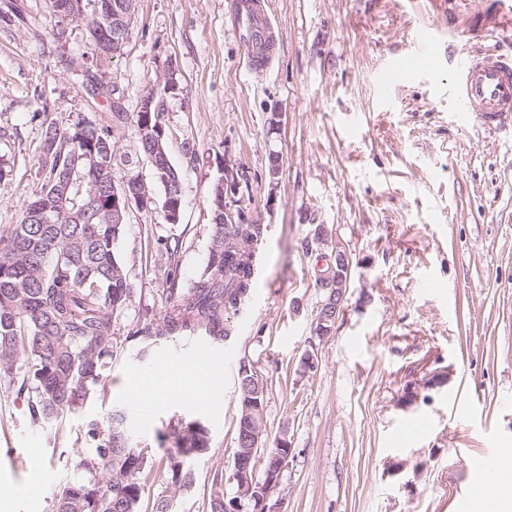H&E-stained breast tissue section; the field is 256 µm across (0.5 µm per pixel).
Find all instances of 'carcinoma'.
<instances>
[{
	"label": "carcinoma",
	"instance_id": "cac0c4a2",
	"mask_svg": "<svg viewBox=\"0 0 512 512\" xmlns=\"http://www.w3.org/2000/svg\"><path fill=\"white\" fill-rule=\"evenodd\" d=\"M92 139L115 143L109 129L88 120L70 129L47 123L43 151L52 163L40 192L24 206L20 222L0 233V378L33 394L35 423L79 409L102 383L105 359L112 354V321L128 307L130 288L112 225L90 223V201L79 186L66 194L68 214L59 222L43 224L33 209L50 202L76 152ZM263 233V225L242 208L237 223L212 224L208 262L187 286L178 274L180 239L157 238L156 246L172 260L167 272L172 306L136 336L151 343L199 329L214 339L230 336L251 288ZM315 285L323 288L326 301L347 288V280L317 275ZM169 437L175 450L167 456V472L173 487L182 489L191 472L181 469L180 454L186 448L208 450V431L198 421L179 419L169 426ZM85 439L94 448L78 461L85 477L59 491L56 512H137L151 458L128 451L123 417L90 423Z\"/></svg>",
	"mask_w": 512,
	"mask_h": 512
}]
</instances>
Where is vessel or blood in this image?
<instances>
[{"instance_id": "obj_1", "label": "vessel or blood", "mask_w": 512, "mask_h": 512, "mask_svg": "<svg viewBox=\"0 0 512 512\" xmlns=\"http://www.w3.org/2000/svg\"><path fill=\"white\" fill-rule=\"evenodd\" d=\"M239 28L249 42L272 41L270 23L253 0H239ZM462 119L483 126L512 123V56L500 52H480L464 59L453 77ZM470 466L479 474L512 469V455L489 453L472 457Z\"/></svg>"}]
</instances>
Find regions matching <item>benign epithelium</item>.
Here are the masks:
<instances>
[{"mask_svg": "<svg viewBox=\"0 0 512 512\" xmlns=\"http://www.w3.org/2000/svg\"><path fill=\"white\" fill-rule=\"evenodd\" d=\"M136 0H108L102 3V11L112 17V37L95 43L93 56L86 62L93 63L97 78L109 77L108 66L112 58L123 54L129 40L130 25L135 15ZM59 11L64 19L62 26L78 24L85 27L89 20L88 6L84 0H60ZM160 111L156 95H144L136 109L138 141L149 149L152 175L155 184L164 191L162 205L163 218L167 224L180 223L182 207V186L172 178V165L165 151V129L160 119L152 118V113ZM102 144L90 143L82 153L76 154L75 166L85 171L106 169ZM120 160L122 175L105 184L95 182L85 184L91 201L104 205V210L112 215V223H127L132 209H146L154 202L151 185L139 172L140 161L130 154L115 153ZM239 172L234 167L224 165V177L214 187L217 200L223 202L226 195L236 191ZM242 367L249 374L245 381L251 391V398L244 402L240 420V430L232 463V480L235 493L224 497V512H283L282 502L273 499L279 489L283 473L294 458L293 449L284 436L277 439L276 446L266 449L263 456H257L263 445L264 412L266 389L263 377L247 363ZM265 463L262 474H257V462Z\"/></svg>", "mask_w": 512, "mask_h": 512, "instance_id": "obj_1", "label": "benign epithelium"}]
</instances>
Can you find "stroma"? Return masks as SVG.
<instances>
[{"instance_id": "35a3bbf8", "label": "stroma", "mask_w": 512, "mask_h": 512, "mask_svg": "<svg viewBox=\"0 0 512 512\" xmlns=\"http://www.w3.org/2000/svg\"><path fill=\"white\" fill-rule=\"evenodd\" d=\"M231 2L137 0L110 75L130 115L175 77L162 121L181 219L164 223L158 187L153 205L130 212L117 245L129 306L112 323L105 383L80 409L33 422L27 395L0 380V512H55L59 490L83 476L86 424L114 413L132 447L153 453L138 512L161 496L170 512H210L215 489L235 491L245 360L266 384L267 447L285 436L293 448L284 512H504L497 489L512 486V472L473 500L469 456L512 452V127L462 121L448 74L473 51L512 50V0H261L275 50L259 72L247 66ZM423 30L431 71L399 68ZM89 49L83 29L59 31L45 0H0V231L42 185L43 120L65 129L85 118L110 129L120 152L139 150L134 120L114 125L111 97L85 92ZM228 164L249 179L228 205L249 208L266 230L235 329L212 343L227 374L202 406L189 384L197 356L165 359L182 337L148 344L130 334L170 302L152 234L182 236L183 280L205 267L213 189ZM318 224L350 260L342 312L323 337L313 331ZM147 367L169 395L133 399L129 378ZM180 418L206 426L210 447L175 493L167 434ZM11 483L26 495H5Z\"/></svg>"}]
</instances>
